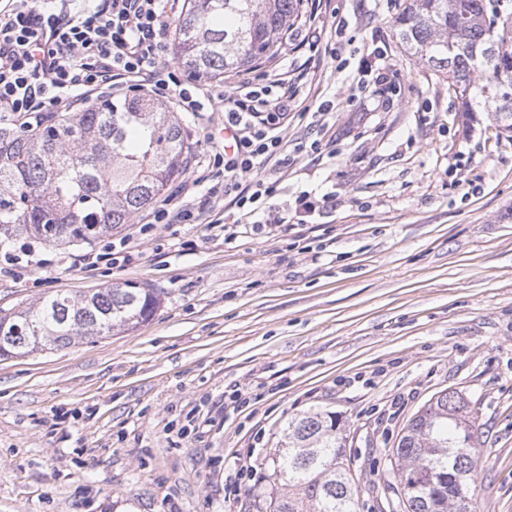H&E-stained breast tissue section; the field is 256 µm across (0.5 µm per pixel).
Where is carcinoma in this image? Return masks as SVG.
<instances>
[{
	"label": "carcinoma",
	"instance_id": "1",
	"mask_svg": "<svg viewBox=\"0 0 512 512\" xmlns=\"http://www.w3.org/2000/svg\"><path fill=\"white\" fill-rule=\"evenodd\" d=\"M303 0H186L174 56L217 77L269 62L302 17ZM403 47L448 78L468 112H486L512 135V0H409L391 20ZM193 153L181 121L134 96L50 115L37 126L0 117V244L20 234L57 246L89 244L158 201ZM160 293L133 282L79 296L56 294L0 310V357H22L77 336L131 330L159 309ZM475 429L467 403L442 391L388 450L402 512H474ZM331 415L288 422L265 512H360Z\"/></svg>",
	"mask_w": 512,
	"mask_h": 512
}]
</instances>
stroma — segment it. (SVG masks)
<instances>
[{"instance_id":"1","label":"stroma","mask_w":512,"mask_h":512,"mask_svg":"<svg viewBox=\"0 0 512 512\" xmlns=\"http://www.w3.org/2000/svg\"><path fill=\"white\" fill-rule=\"evenodd\" d=\"M403 2L330 0L318 52L224 75L229 92L299 68L311 93L288 114L275 201L326 195L323 213L214 237L142 232L147 209L112 232L126 262L79 269L80 247L40 243L43 265L0 273V309L124 281L162 298L136 329L0 357V512H259L289 419L315 412L336 417L361 512H383L387 450L443 390L474 417L475 512H512V139L405 51ZM377 45L380 83L358 71ZM321 98L336 108L320 127ZM223 118L182 113L185 176L207 171Z\"/></svg>"}]
</instances>
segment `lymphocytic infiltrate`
<instances>
[{"label":"lymphocytic infiltrate","mask_w":512,"mask_h":512,"mask_svg":"<svg viewBox=\"0 0 512 512\" xmlns=\"http://www.w3.org/2000/svg\"><path fill=\"white\" fill-rule=\"evenodd\" d=\"M169 0H6L0 7V115L32 122L54 112H72L91 99L138 92L166 101L181 112H202L216 100L222 129L233 132L230 151H218L213 166L221 182H185L166 198L154 221L196 224L207 201L237 188L232 210L206 221L209 231L242 224L259 231L287 225L289 215L307 217L317 206L301 192L293 206L275 201L271 177L287 171L288 114L300 95L289 71L262 74L231 93H215L206 78L166 62L174 37ZM248 185H240L243 176ZM205 200H198V193Z\"/></svg>","instance_id":"f902f5d3"}]
</instances>
